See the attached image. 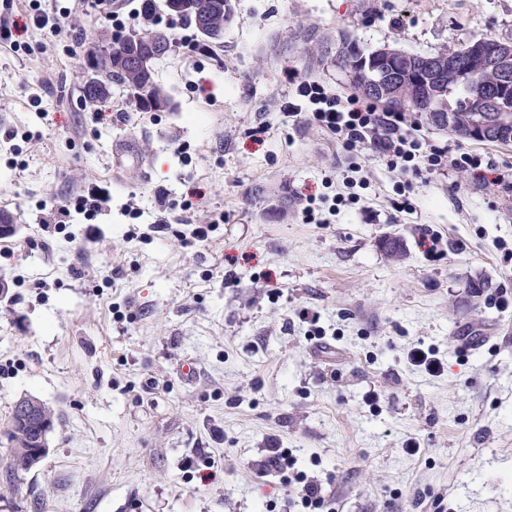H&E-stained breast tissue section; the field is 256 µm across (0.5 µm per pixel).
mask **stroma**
Returning <instances> with one entry per match:
<instances>
[{"mask_svg": "<svg viewBox=\"0 0 512 512\" xmlns=\"http://www.w3.org/2000/svg\"><path fill=\"white\" fill-rule=\"evenodd\" d=\"M234 3L206 48L164 19L177 49L155 78L172 110L133 111L116 86L93 112L85 32L112 13L137 30L142 0H41L64 16L56 34L26 24L31 0H0V211L21 226L0 238V432L21 395L56 412L46 456L14 483L0 447V512H301L287 475L259 472L274 443L322 483V512H512V305L495 304L512 297V187L450 170L402 212L377 154L352 157L283 112L298 77L349 95L334 61L306 68L296 30L427 54L512 38V0ZM420 135L512 168V144ZM130 141L142 166L114 171ZM354 165L358 201L305 223L307 195L344 192ZM256 185L287 190V212L248 200ZM91 193L90 216L77 203ZM426 229L441 253L423 252ZM416 347L438 350L441 375L410 362Z\"/></svg>", "mask_w": 512, "mask_h": 512, "instance_id": "1", "label": "stroma"}]
</instances>
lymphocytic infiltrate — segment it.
Instances as JSON below:
<instances>
[{"instance_id":"1","label":"lymphocytic infiltrate","mask_w":512,"mask_h":512,"mask_svg":"<svg viewBox=\"0 0 512 512\" xmlns=\"http://www.w3.org/2000/svg\"><path fill=\"white\" fill-rule=\"evenodd\" d=\"M296 96V101L288 105L289 112L308 109L312 123L334 138L347 153L357 156L367 150L375 152L397 174L395 188L402 210L412 207L410 194L415 179L448 169L496 184L512 180V173L495 171L480 154L453 152L448 147L423 141L409 113L377 112L360 100H341L327 85L317 81H301Z\"/></svg>"}]
</instances>
